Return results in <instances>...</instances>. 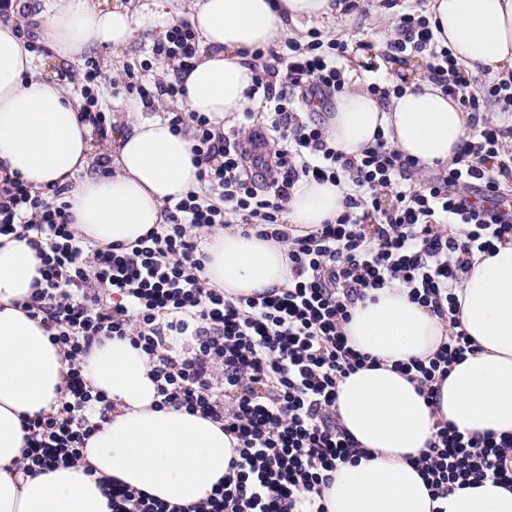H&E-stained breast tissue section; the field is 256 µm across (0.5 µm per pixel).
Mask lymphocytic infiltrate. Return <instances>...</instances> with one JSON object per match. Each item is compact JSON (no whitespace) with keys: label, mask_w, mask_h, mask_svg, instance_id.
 Here are the masks:
<instances>
[{"label":"lymphocytic infiltrate","mask_w":512,"mask_h":512,"mask_svg":"<svg viewBox=\"0 0 512 512\" xmlns=\"http://www.w3.org/2000/svg\"><path fill=\"white\" fill-rule=\"evenodd\" d=\"M392 57L420 55L432 80L460 103L481 137L466 141L455 160L420 185L408 178L417 164L389 146L384 134L360 157L332 148L321 116L346 84L340 63L345 42L289 40L274 60L279 84L256 76L252 106L235 125H215L204 113L170 112L173 133L191 135L198 188L165 203L164 221L125 246H99L75 230L67 187L33 189L0 167V235L24 228L40 261L42 282L19 309L38 319L67 362L58 409L21 419L26 443L20 470L35 475L76 465L87 439L112 409L84 380L80 363L101 337H131L160 381V403L223 424L237 455L203 500L172 505L123 483L101 479L111 512H326L315 498L337 462L361 456L336 413L343 379L373 359L344 332L352 307L387 288L405 290L453 327L426 359L399 363L426 401L450 368L475 354L477 343L455 326L458 287L475 253L512 242V218L475 207L512 182V73L486 84L461 71L434 36L427 15H399L386 45ZM188 22L154 42L153 58L177 64V77L128 73L126 89L145 107L178 101L182 74L197 57ZM85 104L80 123L99 138L112 135L98 103L110 72L92 60L82 74L59 69ZM499 107L489 117L487 102ZM346 182L352 188L336 220L313 229L281 223L279 214L303 180ZM235 226L286 244L291 282L283 290L228 297L203 274L200 228ZM437 512L455 490L486 481L512 484V434L463 433L440 422L415 462Z\"/></svg>","instance_id":"obj_1"}]
</instances>
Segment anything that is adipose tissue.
I'll use <instances>...</instances> for the list:
<instances>
[{
  "mask_svg": "<svg viewBox=\"0 0 512 512\" xmlns=\"http://www.w3.org/2000/svg\"><path fill=\"white\" fill-rule=\"evenodd\" d=\"M428 16L436 39L465 73L512 70V0H429ZM39 18L55 64L81 62L103 47L120 56L136 31L157 25L125 0H41ZM358 18L346 12L344 0H173L166 23L188 22L199 47L184 79V103L212 122L233 125L249 105L255 75L272 64V50L289 32L314 20ZM81 108L79 98L36 65L16 22L0 21V165L37 189L70 185L74 224L93 243H132L161 223L167 199L197 186L192 140L159 117L116 115L120 131L110 162L97 169L92 128L78 120ZM324 126L339 152L360 155L381 130L395 149L428 168L450 163L477 135L459 103L421 71L385 104L364 87H345ZM347 192L344 184L301 181L280 219L302 228L336 219ZM203 249L205 275L226 295L288 285L285 244L232 226L206 232ZM39 267L26 241L0 236V512H110L102 478L171 504L204 499L227 472L237 441L211 419L159 406L154 366L127 338L104 339L82 363L85 379L112 403L82 464L25 478L12 474L24 448L22 416L55 411L67 372L62 350L15 306L32 293ZM458 297V322L479 350L451 367L433 406L394 365L432 355L450 323L396 289L353 308L344 327L349 343L376 363L339 384L336 412L367 455L338 463L322 492L327 512H434L413 461L427 451L436 422L466 433H512V243L475 254ZM447 512H512V485L487 481L456 490Z\"/></svg>",
  "mask_w": 512,
  "mask_h": 512,
  "instance_id": "ef3b65f1",
  "label": "adipose tissue"
}]
</instances>
